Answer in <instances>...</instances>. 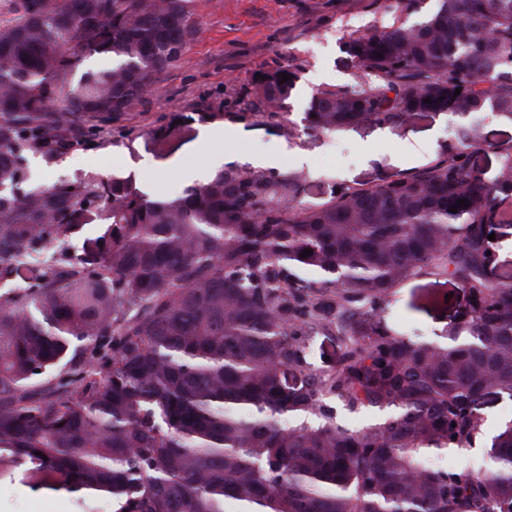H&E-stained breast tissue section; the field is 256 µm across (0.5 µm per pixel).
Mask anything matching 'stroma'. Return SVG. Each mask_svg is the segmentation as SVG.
I'll list each match as a JSON object with an SVG mask.
<instances>
[{
	"label": "stroma",
	"instance_id": "1",
	"mask_svg": "<svg viewBox=\"0 0 512 512\" xmlns=\"http://www.w3.org/2000/svg\"><path fill=\"white\" fill-rule=\"evenodd\" d=\"M198 31L180 63L157 79L151 93L109 125L83 119V140L54 165L32 157V177L49 186L75 176H129L143 188L175 194L187 188L186 168L201 159L204 136L232 134L225 143L229 168L259 152L278 155L277 170L303 176L301 200L328 202L337 186L366 188L430 165L455 123L423 113L401 124L361 123L333 134H297L309 97L352 87L357 61L340 49L348 37L390 26L385 0H193ZM280 66L297 70V93L269 115L255 93L257 76ZM485 141L472 162L485 179L499 165L498 147L512 145V123L481 119ZM467 294L452 278L421 276L400 284L384 313L397 332L436 341L464 309ZM112 512L102 496L24 483L22 471L0 475V512Z\"/></svg>",
	"mask_w": 512,
	"mask_h": 512
}]
</instances>
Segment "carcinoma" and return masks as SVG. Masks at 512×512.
Segmentation results:
<instances>
[{
  "mask_svg": "<svg viewBox=\"0 0 512 512\" xmlns=\"http://www.w3.org/2000/svg\"><path fill=\"white\" fill-rule=\"evenodd\" d=\"M192 3L14 0L0 24V280L22 282L0 287V474L116 512H512V420L488 469L435 463L484 442V396L512 397V281L492 277L487 228L512 224V146L492 181L471 164L480 116L512 123V0H390L398 22L342 44L357 84L308 100L317 134L456 118L420 171L316 207L295 171L159 197L120 175L26 187L73 120L112 121L179 63ZM264 76L275 114L299 76ZM92 208L103 235L56 248ZM424 275L468 293L443 342L382 317ZM316 336L340 343L329 370L308 361ZM333 401L383 418L350 430Z\"/></svg>",
  "mask_w": 512,
  "mask_h": 512,
  "instance_id": "carcinoma-1",
  "label": "carcinoma"
}]
</instances>
